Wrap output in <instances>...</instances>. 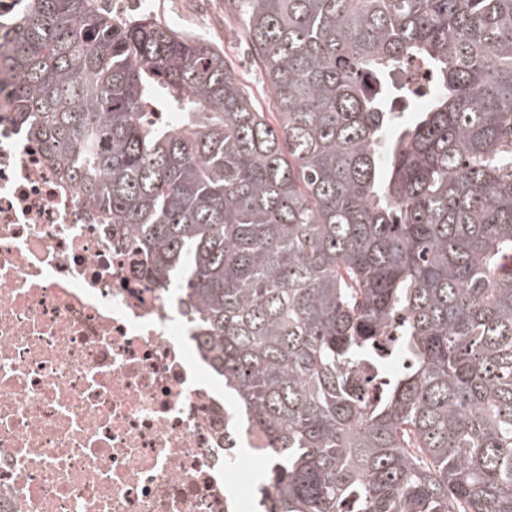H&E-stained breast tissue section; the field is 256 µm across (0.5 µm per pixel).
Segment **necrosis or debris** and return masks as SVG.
<instances>
[{
    "label": "necrosis or debris",
    "mask_w": 512,
    "mask_h": 512,
    "mask_svg": "<svg viewBox=\"0 0 512 512\" xmlns=\"http://www.w3.org/2000/svg\"><path fill=\"white\" fill-rule=\"evenodd\" d=\"M185 297L104 231L0 85V512H260L274 457Z\"/></svg>",
    "instance_id": "4bbe7bcc"
}]
</instances>
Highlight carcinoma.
I'll use <instances>...</instances> for the list:
<instances>
[{
	"instance_id": "carcinoma-1",
	"label": "carcinoma",
	"mask_w": 512,
	"mask_h": 512,
	"mask_svg": "<svg viewBox=\"0 0 512 512\" xmlns=\"http://www.w3.org/2000/svg\"><path fill=\"white\" fill-rule=\"evenodd\" d=\"M238 2L273 111L149 17L0 0L17 118L194 303L279 512H512V0Z\"/></svg>"
}]
</instances>
